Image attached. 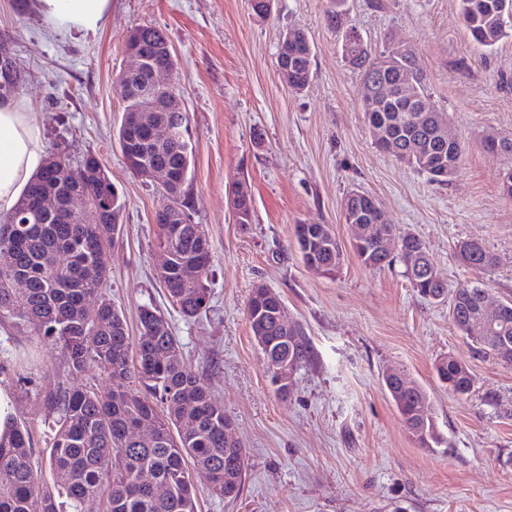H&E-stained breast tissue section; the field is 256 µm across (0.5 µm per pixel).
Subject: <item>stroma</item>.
Instances as JSON below:
<instances>
[{"instance_id": "35a3bbf8", "label": "stroma", "mask_w": 512, "mask_h": 512, "mask_svg": "<svg viewBox=\"0 0 512 512\" xmlns=\"http://www.w3.org/2000/svg\"><path fill=\"white\" fill-rule=\"evenodd\" d=\"M458 0H273L257 17L250 0H111L94 33L54 29L33 0H0V47L22 69L17 94L40 125L48 151L72 162L95 155L125 202L121 233L107 254L106 295L136 328L142 307L164 313L185 360L231 417L246 452L237 498L210 495L195 475L197 512H512V365L485 355L449 317V300L428 301L401 266L370 269L356 258L342 203L352 190L375 196L398 234L423 239L449 288L481 281L489 306L512 300V199L500 191L511 160L488 152V134L512 137V37L476 43ZM162 29L189 114L195 163L184 186L194 223L212 247L209 307L183 317L156 270L159 187L133 175L116 129L124 109L119 76L140 25ZM304 31L313 47L308 87L292 92L277 67L283 34ZM372 52L410 46L429 106L447 113L465 147L445 185L373 142L363 119L365 87L345 58L346 34ZM251 187L252 221L231 206L236 181ZM324 224L340 241L335 273L308 267L295 227ZM482 242L498 266L478 274L457 245ZM267 286L302 325L310 357L287 396L272 388L247 318L253 288ZM465 363L468 394L449 391L439 359ZM63 355L28 329L0 320V385L14 415L45 447L43 396L59 382L106 388L92 366L64 380ZM398 368L427 392L441 443L421 447L383 382Z\"/></svg>"}]
</instances>
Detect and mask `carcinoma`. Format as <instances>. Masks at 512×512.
<instances>
[{
	"label": "carcinoma",
	"mask_w": 512,
	"mask_h": 512,
	"mask_svg": "<svg viewBox=\"0 0 512 512\" xmlns=\"http://www.w3.org/2000/svg\"><path fill=\"white\" fill-rule=\"evenodd\" d=\"M459 11L471 37L487 48L512 36V21L503 18V8L512 9V0H458ZM291 45L284 65L288 68V88L302 92L312 77L313 49L308 36L299 29L283 37ZM360 37H345L344 54L361 72L363 81H381L393 87L400 71L418 76L420 103H425L427 85L418 67L415 52L388 65L390 50L371 53L359 43ZM128 43L135 44L146 58L147 68L133 79L122 78L125 102L122 121L137 117L142 122L172 123L189 131L188 112H155V89L149 68L168 63L167 40L155 26L134 29ZM22 72L0 71V95L17 90ZM369 131L403 128L417 144L413 153L396 159L434 182L449 181L457 172L464 145L457 138L443 139L438 128L447 124L446 115L435 112L429 125L415 121L417 113L406 110L401 98L393 95L382 106L363 105ZM118 142L126 163L135 174L159 168L179 178H188L195 160V148L180 138L165 142H124V127ZM80 176L71 173L70 159L52 155L47 165L31 181L17 208L0 223V318L28 327L44 341L61 346L64 372L84 374L99 365L108 372L111 387L74 390L59 385L44 396L49 429L45 460L52 484L41 481L34 461L28 429L12 423V434L0 438V512H196L193 471L208 475L212 496L234 499L242 483L246 453L228 434L231 418L224 404L212 395L204 379L187 363L181 343L163 314L145 306L139 315L138 335L130 334L126 319L103 293L109 277L107 252L119 237L124 207L110 177L93 155L79 163ZM167 203L156 213V249L163 253L158 277L173 306L185 317L202 312L210 300L207 287L211 249L202 248L206 234L199 224H177V211L188 208L182 189L168 181L162 185ZM53 194L60 207L51 213L41 207V197ZM87 199L83 211H70L67 201ZM373 196L352 191L343 201L344 220L362 209ZM322 237L324 247L315 252L319 268L333 272L339 266L341 246L324 224H299L295 229L299 250L309 249L311 236ZM404 253L417 257L412 269H404L412 288L423 298L452 294V320L473 319L482 297L479 289L463 284L448 291L446 281L427 277L424 268L432 260L423 240L400 237ZM358 261L371 269L404 264L403 253L388 254L372 243L354 246ZM459 256L472 269L485 272L497 265V257L478 241H463ZM195 262L203 277L187 281L181 268ZM89 267L97 276H87ZM279 295L267 299L251 294L247 316L251 331L271 343L263 354L266 368L288 361L300 369L309 350L302 327L285 331L271 317L253 318L257 306L276 308ZM486 340H476L486 353L493 354L492 338L512 336V316L482 330ZM448 388L466 394L472 386L469 368L448 356L438 363ZM399 413L413 436L423 446L440 442L431 410L422 417L414 412L428 400L421 387L403 397Z\"/></svg>",
	"instance_id": "cac0c4a2"
}]
</instances>
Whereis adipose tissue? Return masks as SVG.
Returning a JSON list of instances; mask_svg holds the SVG:
<instances>
[{
    "instance_id": "1",
    "label": "adipose tissue",
    "mask_w": 512,
    "mask_h": 512,
    "mask_svg": "<svg viewBox=\"0 0 512 512\" xmlns=\"http://www.w3.org/2000/svg\"><path fill=\"white\" fill-rule=\"evenodd\" d=\"M54 28L95 32L107 22L110 0H36ZM47 157L42 130L21 98L0 100V215L11 213Z\"/></svg>"
}]
</instances>
